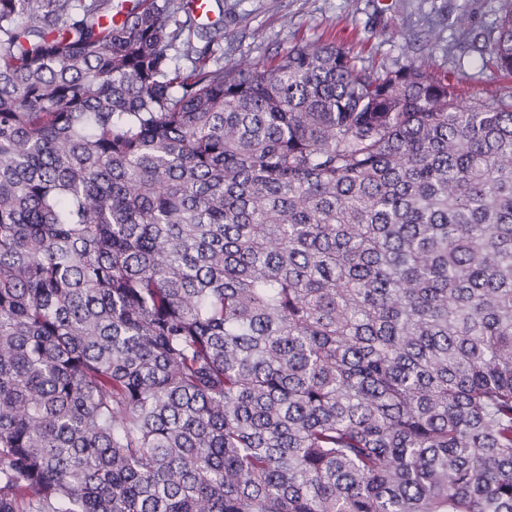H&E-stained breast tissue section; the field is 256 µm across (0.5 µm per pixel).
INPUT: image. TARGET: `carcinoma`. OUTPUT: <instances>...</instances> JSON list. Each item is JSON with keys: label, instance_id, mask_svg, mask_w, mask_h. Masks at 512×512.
Returning a JSON list of instances; mask_svg holds the SVG:
<instances>
[{"label": "carcinoma", "instance_id": "obj_1", "mask_svg": "<svg viewBox=\"0 0 512 512\" xmlns=\"http://www.w3.org/2000/svg\"><path fill=\"white\" fill-rule=\"evenodd\" d=\"M223 42L0 0V512H512V102Z\"/></svg>", "mask_w": 512, "mask_h": 512}]
</instances>
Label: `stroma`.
Listing matches in <instances>:
<instances>
[{
	"mask_svg": "<svg viewBox=\"0 0 512 512\" xmlns=\"http://www.w3.org/2000/svg\"><path fill=\"white\" fill-rule=\"evenodd\" d=\"M498 12L499 0H224V58L267 64L297 42L333 41L373 73L411 63L447 77L464 101L505 99L512 77L449 24L463 13L487 26ZM415 37L435 54L409 52Z\"/></svg>",
	"mask_w": 512,
	"mask_h": 512,
	"instance_id": "obj_1",
	"label": "stroma"
}]
</instances>
